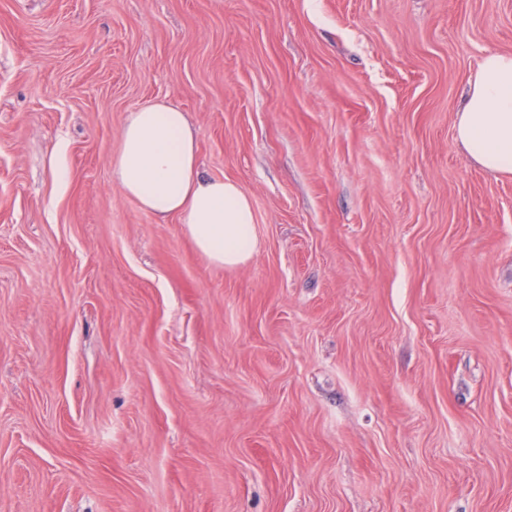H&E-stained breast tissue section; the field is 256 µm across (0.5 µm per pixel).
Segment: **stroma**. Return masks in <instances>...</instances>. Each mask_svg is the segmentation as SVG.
<instances>
[{"mask_svg": "<svg viewBox=\"0 0 512 512\" xmlns=\"http://www.w3.org/2000/svg\"><path fill=\"white\" fill-rule=\"evenodd\" d=\"M512 0H0V512H512ZM187 113L234 268L112 171ZM455 136L483 169L512 175V54L481 58L457 112Z\"/></svg>", "mask_w": 512, "mask_h": 512, "instance_id": "stroma-1", "label": "stroma"}]
</instances>
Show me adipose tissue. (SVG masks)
Masks as SVG:
<instances>
[{
  "mask_svg": "<svg viewBox=\"0 0 512 512\" xmlns=\"http://www.w3.org/2000/svg\"><path fill=\"white\" fill-rule=\"evenodd\" d=\"M455 136L483 169L512 175V54L481 58ZM112 167L124 196L158 222L178 218L212 264L232 268L257 253L249 196L238 183L203 173L196 132L173 103L152 100L130 112Z\"/></svg>",
  "mask_w": 512,
  "mask_h": 512,
  "instance_id": "1",
  "label": "adipose tissue"
}]
</instances>
